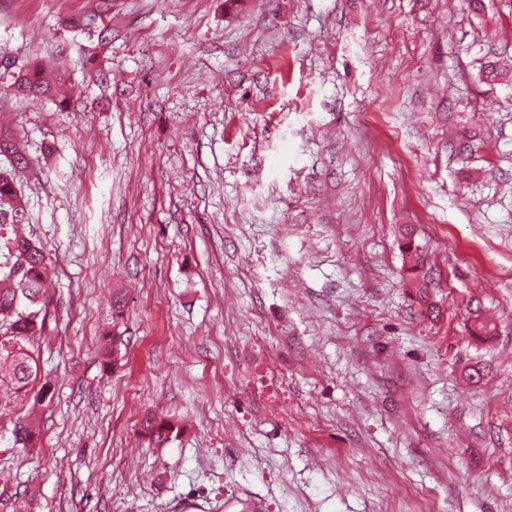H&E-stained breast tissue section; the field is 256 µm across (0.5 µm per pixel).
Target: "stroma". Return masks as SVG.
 Wrapping results in <instances>:
<instances>
[{"label":"stroma","mask_w":512,"mask_h":512,"mask_svg":"<svg viewBox=\"0 0 512 512\" xmlns=\"http://www.w3.org/2000/svg\"><path fill=\"white\" fill-rule=\"evenodd\" d=\"M484 2L0 0V56L71 92L0 67L53 384L32 450L0 386V512H512V86L476 77L512 0ZM149 412L183 431L149 445ZM62 81L59 73L47 75L40 64L32 60L19 69L13 85L23 96L58 98ZM407 253H411V256L408 259V263L410 266L406 269L408 283L410 288L414 290V294H412V298L415 303L421 308V310H428L429 312L435 309V305L432 303V298L428 291V283L421 281L419 277V265L421 262V256L417 253V249H413L411 245H409L406 250Z\"/></svg>","instance_id":"1"}]
</instances>
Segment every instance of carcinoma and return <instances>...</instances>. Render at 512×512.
Returning <instances> with one entry per match:
<instances>
[{
	"mask_svg": "<svg viewBox=\"0 0 512 512\" xmlns=\"http://www.w3.org/2000/svg\"><path fill=\"white\" fill-rule=\"evenodd\" d=\"M479 80L494 84L509 78L508 72L492 62L481 64ZM63 78L60 74L48 75L34 60L19 69L14 86L19 94L32 97L59 96ZM7 163L0 165V250L5 261L0 262V369L8 368V383L15 393H28L30 386L39 390L34 403L41 405L52 395V385L39 379V363L32 350L31 341L44 333L47 319L48 287L47 263L44 252L33 241L12 232L22 223L26 207L18 186V170L29 162L15 143L13 135L0 131V157ZM406 269L408 283L414 290L412 298L421 309L431 311L428 284L419 277L421 256L413 248ZM496 326L490 320L475 315L471 319L470 335L485 340L494 336ZM37 417L30 411L18 418L14 428V443L24 448L37 447L39 434ZM152 443L157 446L177 437L182 427L179 423L148 416L143 424Z\"/></svg>",
	"mask_w": 512,
	"mask_h": 512,
	"instance_id": "cac0c4a2",
	"label": "carcinoma"
}]
</instances>
